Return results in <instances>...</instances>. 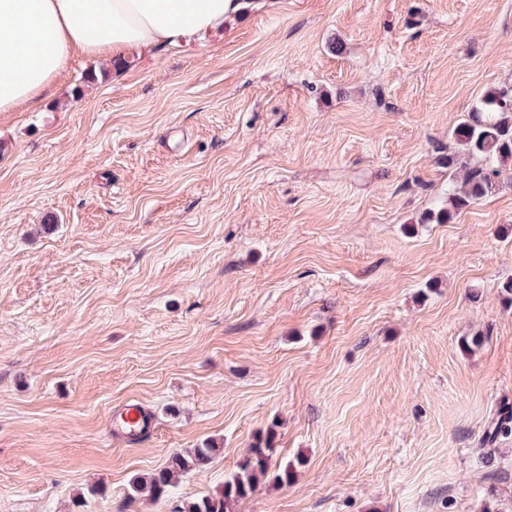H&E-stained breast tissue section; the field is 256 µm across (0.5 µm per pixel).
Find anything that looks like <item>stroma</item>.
Instances as JSON below:
<instances>
[{"instance_id":"stroma-1","label":"stroma","mask_w":512,"mask_h":512,"mask_svg":"<svg viewBox=\"0 0 512 512\" xmlns=\"http://www.w3.org/2000/svg\"><path fill=\"white\" fill-rule=\"evenodd\" d=\"M505 85L512 0H243L0 112V512H174L269 436L235 512H512V185L422 220ZM219 448L211 443L186 452H174L165 465L147 476H135L129 482L128 497L131 501L145 497L158 500L168 496L180 476L207 465Z\"/></svg>"}]
</instances>
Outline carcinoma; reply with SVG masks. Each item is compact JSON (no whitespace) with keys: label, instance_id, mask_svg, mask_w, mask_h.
Masks as SVG:
<instances>
[{"label":"carcinoma","instance_id":"carcinoma-1","mask_svg":"<svg viewBox=\"0 0 512 512\" xmlns=\"http://www.w3.org/2000/svg\"><path fill=\"white\" fill-rule=\"evenodd\" d=\"M458 154L448 158V166L465 169L461 187L448 188V207L430 213L422 222L437 224L451 221L461 209L475 203L500 181H512V172L503 165L512 160V87L496 88L482 100L452 131ZM512 431V410H500L485 434V441L494 442L499 435ZM218 449L211 443L186 452H174L165 465L147 476H135L129 482L128 497L158 500L168 496L179 477L207 465ZM274 449L270 441L256 443L247 449L236 468L224 475V483L214 493L204 494L186 502L177 512H235V507L250 496L261 481L286 486L295 477L301 459L286 460L271 467Z\"/></svg>","mask_w":512,"mask_h":512}]
</instances>
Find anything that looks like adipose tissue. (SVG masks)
<instances>
[{
	"instance_id": "adipose-tissue-1",
	"label": "adipose tissue",
	"mask_w": 512,
	"mask_h": 512,
	"mask_svg": "<svg viewBox=\"0 0 512 512\" xmlns=\"http://www.w3.org/2000/svg\"><path fill=\"white\" fill-rule=\"evenodd\" d=\"M241 0H0V112L31 108L79 58L190 42Z\"/></svg>"
}]
</instances>
